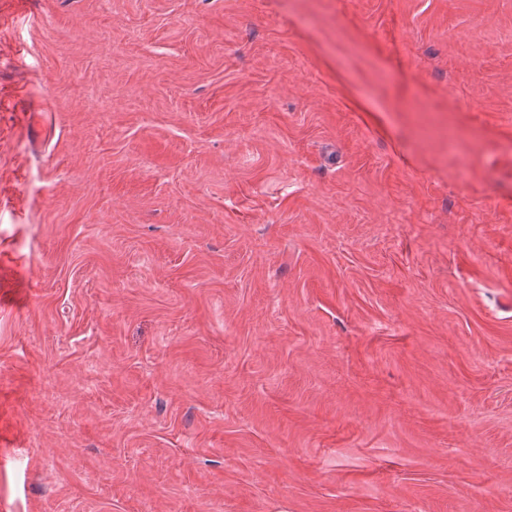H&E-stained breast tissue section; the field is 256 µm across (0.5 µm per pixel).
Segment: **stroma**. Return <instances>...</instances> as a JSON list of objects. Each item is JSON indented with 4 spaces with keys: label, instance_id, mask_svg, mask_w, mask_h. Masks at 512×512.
<instances>
[{
    "label": "stroma",
    "instance_id": "1",
    "mask_svg": "<svg viewBox=\"0 0 512 512\" xmlns=\"http://www.w3.org/2000/svg\"><path fill=\"white\" fill-rule=\"evenodd\" d=\"M0 502L512 512V0H0Z\"/></svg>",
    "mask_w": 512,
    "mask_h": 512
}]
</instances>
